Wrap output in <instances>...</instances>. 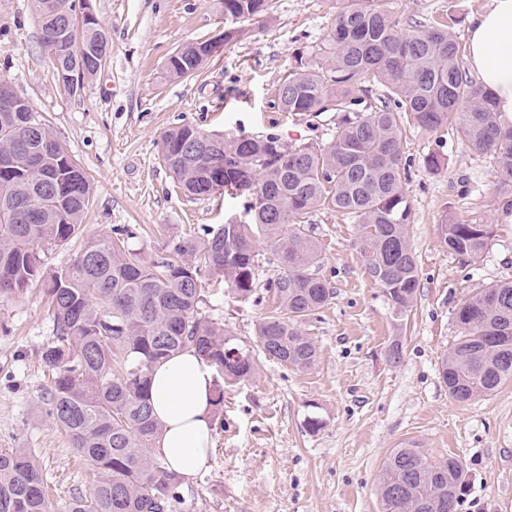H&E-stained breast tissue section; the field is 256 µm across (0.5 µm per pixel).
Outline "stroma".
<instances>
[{"mask_svg":"<svg viewBox=\"0 0 512 512\" xmlns=\"http://www.w3.org/2000/svg\"><path fill=\"white\" fill-rule=\"evenodd\" d=\"M487 0H387L401 28L447 22L466 39L471 15ZM261 21L193 75L173 78L168 58L188 44L220 39L224 0H92L112 49L105 68L80 92L53 78L31 0H0V77L13 84L91 177L93 198L83 234L63 249L48 247L44 266H67L93 239L129 227L130 252L163 255L170 236L215 229L243 212L241 199L187 197L161 160V140L188 123L220 136L283 135L293 125L275 94L297 61L318 59L336 21L334 0H269ZM444 167L430 171L428 153ZM407 237L419 267L411 310L396 320L367 274L359 227L334 206L304 218L315 241L319 273L333 296L300 329L317 347L306 370L261 361L246 382L224 384L212 411L214 453L207 469L185 482L182 512H381L378 478L390 452L419 442L432 459L459 460L466 490L458 512H512V379L489 396L459 402L440 370L460 329L456 308L477 289L512 279V223L501 221L512 191L498 182L488 156L441 130L407 133ZM491 224V247L463 264L442 238L444 222ZM258 286L234 298L212 276L203 315L256 344V328L277 307L265 284L280 264L258 245ZM53 316L41 286L0 296V449L27 448L45 475L52 512H68L92 475L47 415L49 384L41 349ZM399 362H391L392 344ZM321 421L310 429V418Z\"/></svg>","mask_w":512,"mask_h":512,"instance_id":"stroma-1","label":"stroma"}]
</instances>
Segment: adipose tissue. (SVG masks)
I'll list each match as a JSON object with an SVG mask.
<instances>
[{"instance_id":"obj_1","label":"adipose tissue","mask_w":512,"mask_h":512,"mask_svg":"<svg viewBox=\"0 0 512 512\" xmlns=\"http://www.w3.org/2000/svg\"><path fill=\"white\" fill-rule=\"evenodd\" d=\"M466 72L490 91L495 108L512 121V0H490L471 17ZM213 370L194 349L163 360L151 374L149 399L160 426L154 451L169 471L191 479L212 455Z\"/></svg>"}]
</instances>
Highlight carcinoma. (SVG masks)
I'll return each instance as SVG.
<instances>
[{
  "label": "carcinoma",
  "mask_w": 512,
  "mask_h": 512,
  "mask_svg": "<svg viewBox=\"0 0 512 512\" xmlns=\"http://www.w3.org/2000/svg\"><path fill=\"white\" fill-rule=\"evenodd\" d=\"M33 4L40 34L50 41L60 13L71 14V31L48 50L52 71L82 69L86 80L96 75L110 51L104 28L77 24L74 0ZM336 4L320 61L290 72L288 97H275L278 110L294 117L335 105L328 144H286L276 135L211 142L187 123L164 134L169 155L162 160L185 193L213 194L209 163L219 158L224 184L244 197L248 217L204 238L172 236L169 258L145 263L126 251L123 228L89 242L68 266L45 271L38 248H63L82 233L92 182L33 108L0 112V157L18 158L0 167V295L36 281L46 287L54 317L41 352L51 376L47 413L96 473L89 493L72 497L69 512H179L183 479L153 451L159 426L148 399L150 375L157 363L192 346L215 371L214 404L224 400V381L252 377L259 361L254 347L199 309L209 273L224 276L236 297H251L257 238L271 243L281 264L268 282L280 311L256 330L268 360L297 369L315 362L316 347L298 326L333 292L318 274L315 241L295 220L327 201L360 226L365 268L392 312L401 316L412 307L419 269L406 236L411 207L403 190L402 125L450 128L492 157L501 184L512 187V122L469 79L455 32L421 22L404 31L385 0ZM267 9L268 0H224L230 30ZM203 63L188 46L167 70L189 77ZM375 86L383 90L379 103L363 104ZM442 233L450 254L475 262L491 246L494 225L450 222ZM455 318L461 336L442 361L443 382L458 401L490 395L512 378V281L473 293ZM462 485L459 461H433L408 442L381 470L382 512H449L441 505L457 498ZM0 512H51L42 468L28 448L0 451Z\"/></svg>",
  "instance_id": "1"
}]
</instances>
